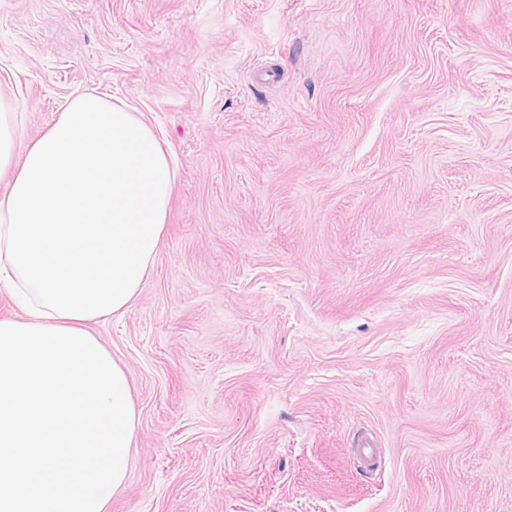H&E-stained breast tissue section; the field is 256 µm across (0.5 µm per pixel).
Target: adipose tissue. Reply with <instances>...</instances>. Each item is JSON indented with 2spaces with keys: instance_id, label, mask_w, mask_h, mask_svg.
I'll list each match as a JSON object with an SVG mask.
<instances>
[{
  "instance_id": "ef3b65f1",
  "label": "adipose tissue",
  "mask_w": 512,
  "mask_h": 512,
  "mask_svg": "<svg viewBox=\"0 0 512 512\" xmlns=\"http://www.w3.org/2000/svg\"><path fill=\"white\" fill-rule=\"evenodd\" d=\"M0 90V512H107L139 423L126 370L93 327L138 298L175 169L150 125L94 93L36 140Z\"/></svg>"
}]
</instances>
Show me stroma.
Wrapping results in <instances>:
<instances>
[{"mask_svg":"<svg viewBox=\"0 0 512 512\" xmlns=\"http://www.w3.org/2000/svg\"><path fill=\"white\" fill-rule=\"evenodd\" d=\"M0 88L176 165L110 512H512V0H0Z\"/></svg>","mask_w":512,"mask_h":512,"instance_id":"1","label":"stroma"}]
</instances>
